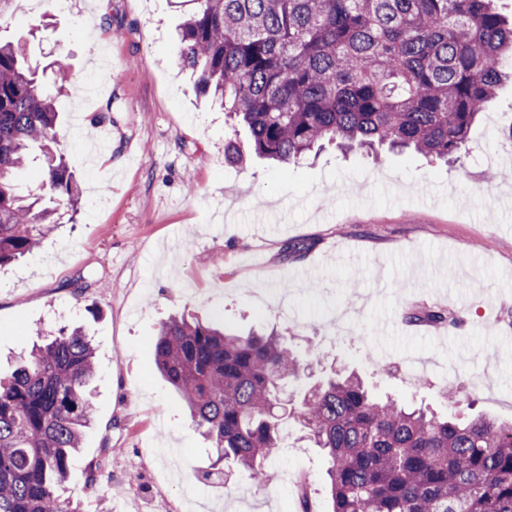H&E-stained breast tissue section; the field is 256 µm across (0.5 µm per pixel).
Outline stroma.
<instances>
[{
    "mask_svg": "<svg viewBox=\"0 0 512 512\" xmlns=\"http://www.w3.org/2000/svg\"><path fill=\"white\" fill-rule=\"evenodd\" d=\"M192 9L191 0H48L37 11L22 0L9 21L17 38L46 24L32 58L62 52L71 64L58 149L82 208L0 269L1 374L63 325L95 348L93 424L61 496L80 512H296L303 476L318 512H330L328 460L293 425L270 485L239 471L218 478L213 448L155 369L154 339L172 315L276 327L298 354L322 353L312 379L353 371L379 394L438 413L449 374L459 412L512 423V158L497 147L512 131V85L454 164L332 147L286 167L230 164L226 139L245 151L247 133L229 129L176 63V28ZM89 30L107 60L91 53ZM91 75L111 89L74 111ZM101 121L115 133L112 152L90 160L85 142ZM128 141L139 148L132 164ZM296 243L302 251L286 255ZM429 309L456 321L406 317Z\"/></svg>",
    "mask_w": 512,
    "mask_h": 512,
    "instance_id": "1",
    "label": "stroma"
}]
</instances>
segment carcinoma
Wrapping results in <instances>:
<instances>
[{
    "instance_id": "obj_1",
    "label": "carcinoma",
    "mask_w": 512,
    "mask_h": 512,
    "mask_svg": "<svg viewBox=\"0 0 512 512\" xmlns=\"http://www.w3.org/2000/svg\"><path fill=\"white\" fill-rule=\"evenodd\" d=\"M176 52L251 150L287 164L323 144L454 160L512 80V16L496 0H192ZM58 110L25 47L0 40V267L36 248L78 187ZM41 162L32 192L16 175ZM155 364L216 451L213 469L270 483L286 419L328 457L331 512H512V424L439 417L374 394L356 373L298 397L320 363L275 332L240 335L171 317ZM94 348L62 327L0 378V512H79L58 490L91 423Z\"/></svg>"
}]
</instances>
